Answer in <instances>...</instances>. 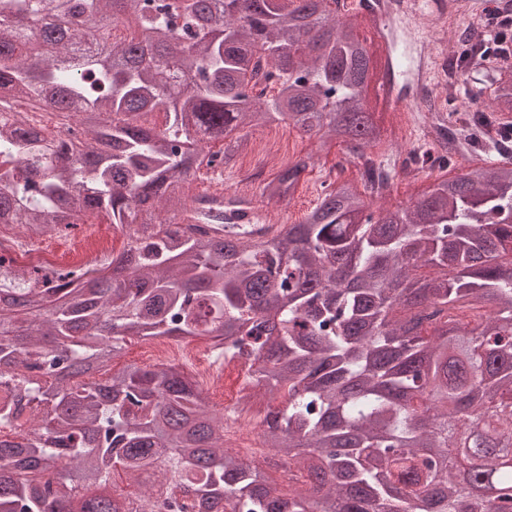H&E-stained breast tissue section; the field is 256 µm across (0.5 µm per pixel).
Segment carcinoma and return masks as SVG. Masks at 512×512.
<instances>
[{
    "instance_id": "1",
    "label": "carcinoma",
    "mask_w": 512,
    "mask_h": 512,
    "mask_svg": "<svg viewBox=\"0 0 512 512\" xmlns=\"http://www.w3.org/2000/svg\"><path fill=\"white\" fill-rule=\"evenodd\" d=\"M339 10L0 0V97L83 133L0 123V226L32 238L102 217L128 238L110 270L0 269V512H512L506 456L467 470L491 484L484 498L447 454L512 442L511 151L376 214L366 196L393 184L379 161L253 246L244 200L189 193L191 176L235 160L208 144L253 122L286 120L353 158L379 140L373 54ZM120 23L130 34H106ZM482 97L456 122L512 115V82ZM412 158L446 166L436 146ZM311 161L262 194L291 197ZM164 336L245 360L246 402L288 485L224 447L228 415L178 366L87 377L127 341Z\"/></svg>"
}]
</instances>
